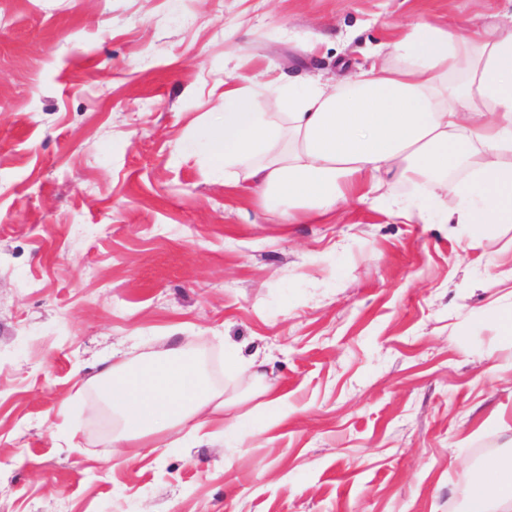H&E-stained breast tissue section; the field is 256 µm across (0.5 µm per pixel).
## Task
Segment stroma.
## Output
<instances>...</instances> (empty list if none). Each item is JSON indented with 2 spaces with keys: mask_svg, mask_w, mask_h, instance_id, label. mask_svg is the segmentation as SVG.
<instances>
[{
  "mask_svg": "<svg viewBox=\"0 0 512 512\" xmlns=\"http://www.w3.org/2000/svg\"><path fill=\"white\" fill-rule=\"evenodd\" d=\"M505 0H0V512H462L512 451V224L344 207L281 223L203 143L224 76H334L385 24ZM180 345L233 393H287L245 440H112V355Z\"/></svg>",
  "mask_w": 512,
  "mask_h": 512,
  "instance_id": "obj_1",
  "label": "stroma"
}]
</instances>
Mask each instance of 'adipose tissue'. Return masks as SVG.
<instances>
[{
    "instance_id": "adipose-tissue-1",
    "label": "adipose tissue",
    "mask_w": 512,
    "mask_h": 512,
    "mask_svg": "<svg viewBox=\"0 0 512 512\" xmlns=\"http://www.w3.org/2000/svg\"><path fill=\"white\" fill-rule=\"evenodd\" d=\"M340 76L258 93L224 81V112L208 147L215 163L242 167L263 206L282 223L368 203L411 224L466 225L470 238L512 224V11L499 23L461 32L456 23L394 26L368 64ZM232 398L182 347L134 365L104 364L96 384L118 410L117 440L188 428L212 441L241 431L236 407L264 398L271 425L287 396L252 372ZM463 512H512V461L474 468Z\"/></svg>"
}]
</instances>
